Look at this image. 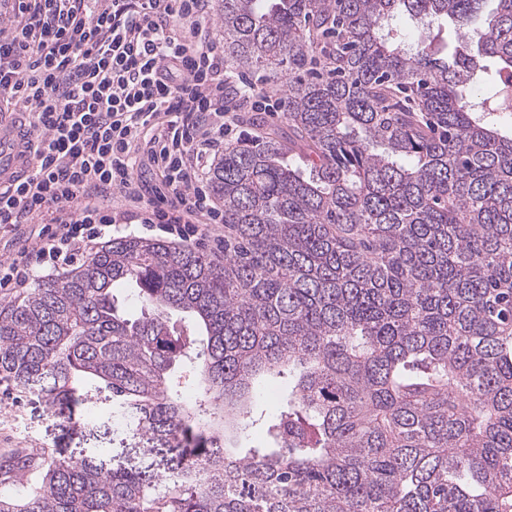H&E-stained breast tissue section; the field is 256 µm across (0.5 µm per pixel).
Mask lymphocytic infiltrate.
I'll return each instance as SVG.
<instances>
[{"mask_svg": "<svg viewBox=\"0 0 512 512\" xmlns=\"http://www.w3.org/2000/svg\"><path fill=\"white\" fill-rule=\"evenodd\" d=\"M0 8V102L29 112L33 153L26 180L0 187V224L42 222L20 260L0 263V289L26 287L35 266H69L134 222L223 245L224 210L206 175L238 101L256 95L224 67L207 23L211 0H0ZM145 165L153 182L138 175ZM110 194L123 206L105 205Z\"/></svg>", "mask_w": 512, "mask_h": 512, "instance_id": "obj_1", "label": "lymphocytic infiltrate"}]
</instances>
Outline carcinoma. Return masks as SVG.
<instances>
[{"instance_id":"cac0c4a2","label":"carcinoma","mask_w":512,"mask_h":512,"mask_svg":"<svg viewBox=\"0 0 512 512\" xmlns=\"http://www.w3.org/2000/svg\"><path fill=\"white\" fill-rule=\"evenodd\" d=\"M218 7L227 65L288 72V137L258 115L210 171L224 263L117 238L0 299V382L133 413L159 465L10 448L0 512H512V0Z\"/></svg>"}]
</instances>
